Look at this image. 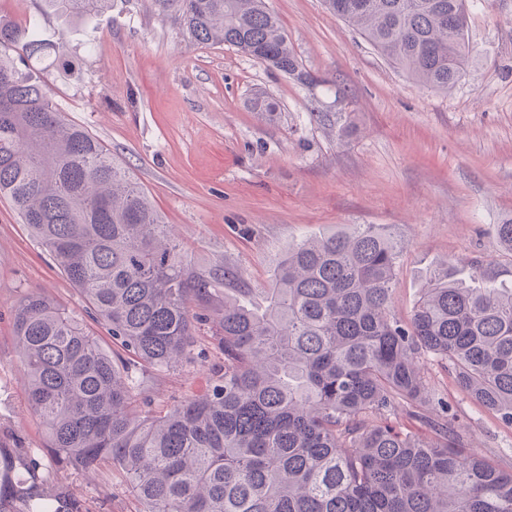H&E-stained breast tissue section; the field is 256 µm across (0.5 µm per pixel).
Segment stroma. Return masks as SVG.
I'll return each mask as SVG.
<instances>
[{
	"label": "stroma",
	"mask_w": 512,
	"mask_h": 512,
	"mask_svg": "<svg viewBox=\"0 0 512 512\" xmlns=\"http://www.w3.org/2000/svg\"><path fill=\"white\" fill-rule=\"evenodd\" d=\"M265 3L311 83L196 42L153 0H112L84 26L44 11L43 0H0V16L38 15L69 63L50 69L54 104L111 148L198 261H233L261 292L289 245L348 224H389L405 243L394 289L400 317L447 262L491 260L511 283L512 252L499 248L496 227L512 220V0H466L472 54L447 94L408 77L323 0ZM259 96L277 102L275 120L252 110ZM30 291L86 314L0 199V433L42 452L14 344V309ZM223 362L202 326L192 359L158 376L153 409L204 391ZM425 372L458 409L467 449L512 466V429L436 364ZM65 477L90 512H132L120 475Z\"/></svg>",
	"instance_id": "obj_1"
}]
</instances>
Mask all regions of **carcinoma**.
Here are the masks:
<instances>
[{"label":"carcinoma","instance_id":"obj_1","mask_svg":"<svg viewBox=\"0 0 512 512\" xmlns=\"http://www.w3.org/2000/svg\"><path fill=\"white\" fill-rule=\"evenodd\" d=\"M77 23L112 0H43ZM421 86L451 91L469 56L465 0H325ZM202 43L230 45L302 83L265 0H154ZM38 19L0 17V197L84 297L108 346L41 293L14 313L28 406L62 467L122 472L134 512H512V469L466 450L430 386L431 360L512 427V288L495 268L434 270L407 319L393 302L403 244L349 224L288 246L255 301L229 261L199 263L145 189L84 126L61 117L30 65ZM269 120L278 104L257 97ZM219 325L207 391L154 414L146 370L191 359ZM424 419L429 438L394 421ZM0 512H89L41 457L0 435Z\"/></svg>","mask_w":512,"mask_h":512}]
</instances>
